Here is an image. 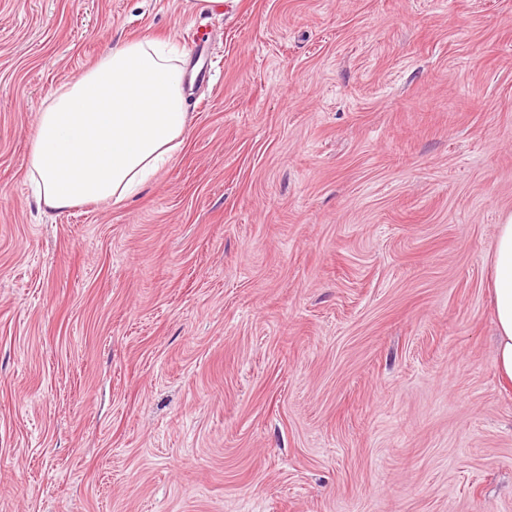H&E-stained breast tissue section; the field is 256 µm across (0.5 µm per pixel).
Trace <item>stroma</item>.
<instances>
[{
  "label": "stroma",
  "mask_w": 512,
  "mask_h": 512,
  "mask_svg": "<svg viewBox=\"0 0 512 512\" xmlns=\"http://www.w3.org/2000/svg\"><path fill=\"white\" fill-rule=\"evenodd\" d=\"M171 40L189 125L38 207L44 101ZM512 0H0V512H512L489 283Z\"/></svg>",
  "instance_id": "35a3bbf8"
}]
</instances>
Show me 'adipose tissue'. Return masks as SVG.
Segmentation results:
<instances>
[{"label":"adipose tissue","instance_id":"1","mask_svg":"<svg viewBox=\"0 0 512 512\" xmlns=\"http://www.w3.org/2000/svg\"><path fill=\"white\" fill-rule=\"evenodd\" d=\"M185 68L164 42L127 40L46 99L28 175L52 210L120 204L151 184L188 125ZM495 371L512 387V215L497 228L491 283Z\"/></svg>","mask_w":512,"mask_h":512}]
</instances>
